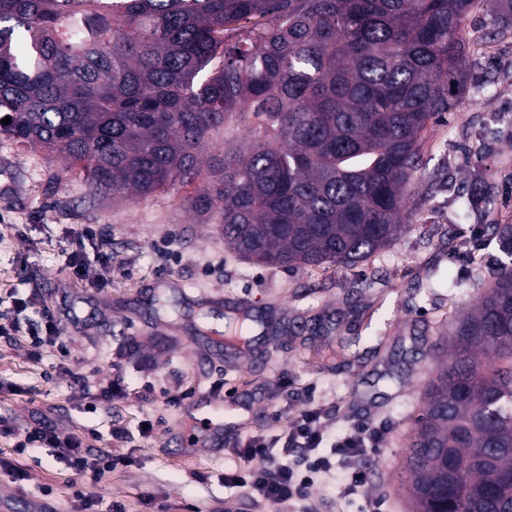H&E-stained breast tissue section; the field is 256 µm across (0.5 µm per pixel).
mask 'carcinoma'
<instances>
[{"label":"carcinoma","mask_w":512,"mask_h":512,"mask_svg":"<svg viewBox=\"0 0 512 512\" xmlns=\"http://www.w3.org/2000/svg\"><path fill=\"white\" fill-rule=\"evenodd\" d=\"M512 0H0V135L78 167L93 201L191 185L189 209L257 264L353 266L394 245L428 126L466 92L460 30ZM508 258L456 320L411 417V512H512ZM250 314L224 345L250 344Z\"/></svg>","instance_id":"cac0c4a2"}]
</instances>
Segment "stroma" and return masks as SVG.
I'll return each mask as SVG.
<instances>
[{
	"label": "stroma",
	"instance_id": "stroma-1",
	"mask_svg": "<svg viewBox=\"0 0 512 512\" xmlns=\"http://www.w3.org/2000/svg\"><path fill=\"white\" fill-rule=\"evenodd\" d=\"M470 16L461 32L473 61L460 104L430 125L410 203L409 232L355 266L286 269L239 258L219 225L199 223L185 198L195 186L131 203H87L79 170L0 135V311L38 294V309L74 308L66 352L33 359L25 339L0 336V493L20 491L15 512L43 505L67 512L75 491L121 502L125 512H296L264 504L234 486L256 467L242 453L252 436L285 438L289 421L314 409L327 438L361 428L381 436L364 456L337 462L309 493L314 512H406L397 473L430 373L432 344L448 346L454 320L474 306L504 256L483 224H512V32ZM87 224L112 241L109 262L84 255V277L65 265L70 237ZM481 261L472 265L468 250ZM455 275L465 288L439 287ZM248 307L257 319L288 325L324 319L329 339L259 330L249 352L225 351L224 315ZM120 380L111 406L87 395ZM222 400L208 437L187 446L192 427L182 400ZM125 428V439L111 435ZM48 425L109 451L118 465L100 482L77 479L45 449L16 455L15 430ZM24 469L14 483L7 464ZM363 492H350L355 475ZM51 496H43L44 486Z\"/></svg>",
	"mask_w": 512,
	"mask_h": 512
}]
</instances>
